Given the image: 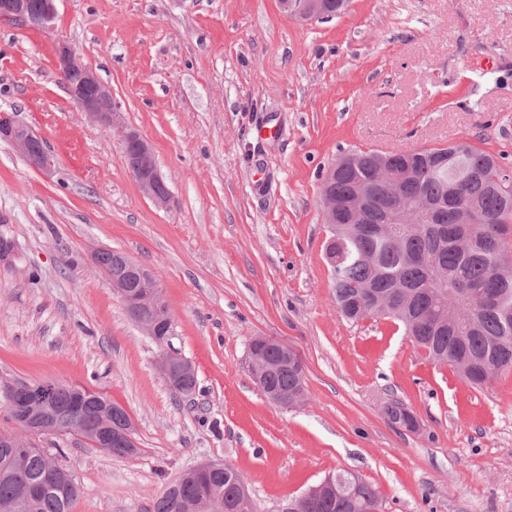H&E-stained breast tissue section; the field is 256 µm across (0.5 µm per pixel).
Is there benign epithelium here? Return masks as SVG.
<instances>
[{
  "instance_id": "obj_1",
  "label": "benign epithelium",
  "mask_w": 512,
  "mask_h": 512,
  "mask_svg": "<svg viewBox=\"0 0 512 512\" xmlns=\"http://www.w3.org/2000/svg\"><path fill=\"white\" fill-rule=\"evenodd\" d=\"M57 0H0V19L14 21L27 28L54 33L57 18ZM281 9L291 18L299 21H316L327 16L325 0H280ZM56 66L71 100L91 121L102 128L110 129L121 141L125 166L135 179L143 194L158 208H168L171 201L170 190L161 176L155 160V153L149 140L136 128L125 123L122 112L116 108L112 89L98 74L87 65L81 55L66 41L58 40L56 46ZM0 140L10 143L35 170L50 175L53 161L43 148V140L32 127L19 121L15 112L0 109ZM368 188L360 184L344 200L326 188L323 191V213L329 224L356 220L365 208ZM127 272L137 281L138 293L129 291L128 281L120 277L107 276L108 284L124 303L133 304L138 309H148L151 316L136 314V323L148 335L155 334L158 315L171 319L170 310L163 307L161 291L153 273L138 262L128 258ZM298 360V355L288 345L267 336H256L250 342L249 367L258 386L274 404L292 408L300 401L302 394L291 396L282 394L267 385L272 368L277 362ZM158 370L167 384H176L194 375V368L188 359L177 360L175 355H165L158 364ZM19 393V402L11 404V409H26L36 402H47L58 391H69L71 387L22 382L13 385ZM30 436L57 435L59 429L52 416L45 410L29 413ZM135 427L130 420H124L118 427L97 433L94 446L109 448L119 443L127 448L137 447L134 437ZM336 491L334 483L324 480L311 487L297 500L285 507L287 512H311L317 501Z\"/></svg>"
}]
</instances>
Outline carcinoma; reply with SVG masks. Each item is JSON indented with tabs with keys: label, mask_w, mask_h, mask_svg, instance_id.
<instances>
[{
	"label": "carcinoma",
	"mask_w": 512,
	"mask_h": 512,
	"mask_svg": "<svg viewBox=\"0 0 512 512\" xmlns=\"http://www.w3.org/2000/svg\"><path fill=\"white\" fill-rule=\"evenodd\" d=\"M379 154L350 152L354 164L339 170L330 184L340 199L357 182L373 184L366 212L371 231L343 244H326L325 252L340 256V272L333 276L336 304L347 303L340 314L355 319L348 305L376 294L384 308L374 316L400 322L434 362L450 365L464 356L489 360L492 378L512 371V168L461 140L396 156L393 163L410 167L412 176L395 185L377 179ZM419 199L442 210L434 218L416 212L413 223L398 225V245L372 231L390 222L392 206L411 208ZM474 206L479 221L463 223L462 213ZM98 263L105 274L124 272L119 252L101 253ZM272 384L290 394L305 388L304 374L291 364L280 366ZM76 403L77 397L66 393L54 406L68 419ZM384 414L390 423L409 429L403 403H388ZM57 466L34 442L24 452L0 447V512H71L79 492L72 473L55 486L45 484ZM239 475L228 466L199 481L186 470L155 500L153 512H182L184 502L201 497L221 501L223 512H257L255 500L243 499ZM330 479L336 496L319 500L313 512H353L352 501H381L371 483L345 475Z\"/></svg>",
	"instance_id": "carcinoma-1"
}]
</instances>
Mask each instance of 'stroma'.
<instances>
[{"label": "stroma", "instance_id": "stroma-1", "mask_svg": "<svg viewBox=\"0 0 512 512\" xmlns=\"http://www.w3.org/2000/svg\"><path fill=\"white\" fill-rule=\"evenodd\" d=\"M59 37L151 141L168 208L70 99ZM485 54L494 67H473ZM0 108L54 161L44 176L0 141V383L103 394L140 448L37 438L78 481L72 512H152L205 461L239 469L258 512L342 472L378 488L381 512H512V372L476 389L397 321L342 317L321 205L323 174L350 150L466 140L512 166V0H349L323 23L279 0H59L55 35L0 21ZM99 248L155 272L169 344L129 317L92 264ZM254 336L301 356L302 404L259 390ZM169 352L194 365L193 396L162 379ZM393 400L416 431L387 421Z\"/></svg>", "mask_w": 512, "mask_h": 512}]
</instances>
